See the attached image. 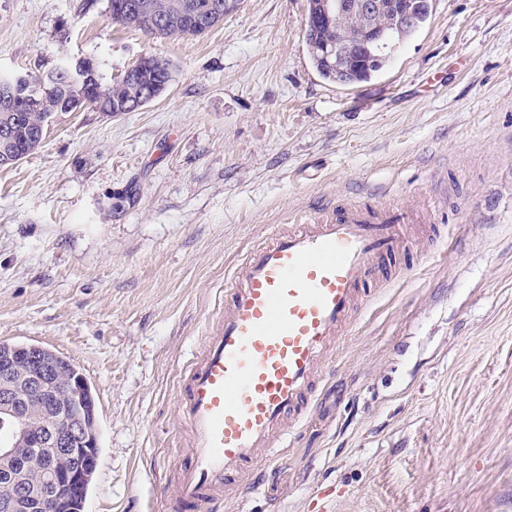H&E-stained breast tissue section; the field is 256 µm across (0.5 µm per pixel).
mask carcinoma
<instances>
[{"instance_id": "obj_1", "label": "carcinoma", "mask_w": 512, "mask_h": 512, "mask_svg": "<svg viewBox=\"0 0 512 512\" xmlns=\"http://www.w3.org/2000/svg\"><path fill=\"white\" fill-rule=\"evenodd\" d=\"M177 2L179 0H108L107 9L112 22L121 25L125 24L126 11L132 4L140 5L146 21L152 24L156 19L167 16L169 24L158 34L160 38L198 37L207 33L173 8ZM393 4L394 8L377 20L356 14L343 18L339 26L332 21L308 28L305 44L318 73L339 86L367 82L380 74L401 44L418 34L429 20V12L413 8L414 0H393ZM397 9L411 11L410 20L400 27L393 25L392 21ZM378 23L389 32V38L383 42H375L372 37L364 35L366 29ZM338 27L353 42V50L346 52L339 46L336 39ZM73 72L74 64L63 62L31 83L0 76V84H9L7 90L0 87V134L5 128L9 132L8 141L0 140V156L5 153L31 155L30 148L38 141L43 118L61 113V103L70 95ZM171 78L170 64L154 56L145 71L112 82V102L108 105L97 102L94 89H86L87 106L110 116L135 112L139 110L134 105L139 94L148 93L145 100L148 104L166 90Z\"/></svg>"}]
</instances>
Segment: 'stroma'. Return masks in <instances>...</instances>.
<instances>
[{
    "label": "stroma",
    "mask_w": 512,
    "mask_h": 512,
    "mask_svg": "<svg viewBox=\"0 0 512 512\" xmlns=\"http://www.w3.org/2000/svg\"><path fill=\"white\" fill-rule=\"evenodd\" d=\"M430 5L378 78L343 88L308 55L307 0H239L165 39L112 23L107 0H0V75L172 69L139 110L60 115L0 167V342L92 389L84 512H174L179 381L225 282L296 217L370 194L429 200L445 239L419 234L372 290L283 457L220 512H512V0Z\"/></svg>",
    "instance_id": "1"
}]
</instances>
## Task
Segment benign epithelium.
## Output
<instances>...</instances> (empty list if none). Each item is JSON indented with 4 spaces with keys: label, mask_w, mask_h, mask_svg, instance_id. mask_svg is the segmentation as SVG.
Listing matches in <instances>:
<instances>
[{
    "label": "benign epithelium",
    "mask_w": 512,
    "mask_h": 512,
    "mask_svg": "<svg viewBox=\"0 0 512 512\" xmlns=\"http://www.w3.org/2000/svg\"><path fill=\"white\" fill-rule=\"evenodd\" d=\"M226 5L214 0L206 13L188 15L202 25L222 19ZM62 376L34 345L15 344L0 359V471L7 475L0 507L7 512H37L43 507L41 488L85 498L99 462L95 432L86 422L88 383L79 378L66 384L71 408L60 407L55 394ZM42 397L35 419L31 397Z\"/></svg>",
    "instance_id": "benign-epithelium-1"
}]
</instances>
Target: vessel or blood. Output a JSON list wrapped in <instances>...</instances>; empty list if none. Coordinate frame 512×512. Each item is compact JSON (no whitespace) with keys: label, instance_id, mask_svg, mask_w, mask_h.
Here are the masks:
<instances>
[{"label":"vessel or blood","instance_id":"1","mask_svg":"<svg viewBox=\"0 0 512 512\" xmlns=\"http://www.w3.org/2000/svg\"><path fill=\"white\" fill-rule=\"evenodd\" d=\"M420 219L412 205L340 201L246 256L180 385L194 432L179 462L180 512H214L225 486L284 453V422L305 418L319 363L360 316L368 285L399 275L405 227Z\"/></svg>","mask_w":512,"mask_h":512}]
</instances>
